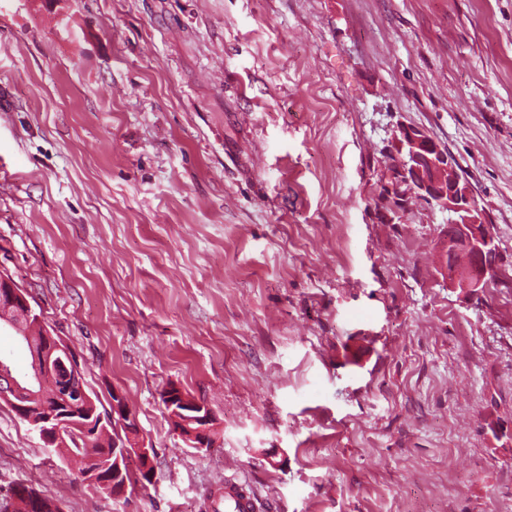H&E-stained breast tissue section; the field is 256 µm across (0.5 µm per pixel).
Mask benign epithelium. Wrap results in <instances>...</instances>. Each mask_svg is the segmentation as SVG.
<instances>
[{
	"label": "benign epithelium",
	"mask_w": 512,
	"mask_h": 512,
	"mask_svg": "<svg viewBox=\"0 0 512 512\" xmlns=\"http://www.w3.org/2000/svg\"><path fill=\"white\" fill-rule=\"evenodd\" d=\"M397 151L400 155L398 171L401 179L415 188V196L435 203L441 209L454 215L451 220L452 231L441 246L440 267L448 279V286L461 290L468 296L482 292L496 276L495 266L486 262V256L498 252L497 236L493 225L486 222L470 185L462 180L456 170V160L449 155L424 130L414 126H400L394 135ZM468 252L473 263L468 266H448L447 253ZM0 305L11 307L13 317L3 319V326L14 333L21 344L29 345L32 351L33 374L18 376L8 361L0 362V398L15 407L20 416H25L28 401L35 396L34 390L42 381L40 369L55 366L53 354L62 350L57 338L48 334L49 347L38 350L33 337L24 331V326L39 319L27 294L14 281L0 280ZM168 406L172 409V419L178 416H194L199 426L188 429L182 435L190 448L198 451L210 447L211 421L210 409L201 401L182 390L167 394ZM112 422L122 427L127 437L139 434V424L135 412L128 406L123 396L112 391ZM65 421L54 412L44 417L42 436L60 442L64 439L62 426ZM136 456L143 473L153 472L152 449L143 444L129 450L114 444L112 459L114 468L122 469L130 456Z\"/></svg>",
	"instance_id": "benign-epithelium-1"
}]
</instances>
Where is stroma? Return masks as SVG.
<instances>
[{"mask_svg": "<svg viewBox=\"0 0 512 512\" xmlns=\"http://www.w3.org/2000/svg\"><path fill=\"white\" fill-rule=\"evenodd\" d=\"M456 158L503 278L449 288L451 213L378 199L392 133ZM154 455L117 499L0 402V489L61 512H512V0H0V272ZM170 385L214 443L174 431ZM172 388L177 391H172ZM167 391L170 392L166 396L168 398V406L170 409H173L171 412L172 420L181 421L183 424H186L189 421H195L188 419L186 416H196L194 419L199 421L198 427L194 429L188 428V434L181 436L188 447L198 451L210 448L211 421L213 420L210 409L203 402L191 397L177 387L172 386ZM176 405L183 406L186 409L179 410L176 408ZM177 414L186 418L185 421H182ZM224 509L226 512H255L256 497L245 484L224 482Z\"/></svg>", "mask_w": 512, "mask_h": 512, "instance_id": "35a3bbf8", "label": "stroma"}]
</instances>
